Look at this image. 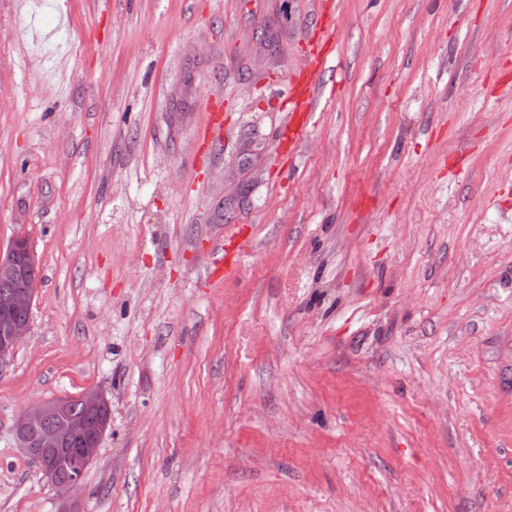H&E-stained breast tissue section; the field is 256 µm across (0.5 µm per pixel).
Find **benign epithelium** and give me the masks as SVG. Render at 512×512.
<instances>
[{
    "label": "benign epithelium",
    "mask_w": 512,
    "mask_h": 512,
    "mask_svg": "<svg viewBox=\"0 0 512 512\" xmlns=\"http://www.w3.org/2000/svg\"><path fill=\"white\" fill-rule=\"evenodd\" d=\"M38 266L29 239L17 236L7 248H0V286L10 291L0 299V320L9 330L0 334V363L13 356L30 334L29 315L37 288L19 282ZM78 400L86 410L84 415L70 411L71 402ZM111 405L106 394L89 387L75 396L43 399L26 406L16 417L14 435L17 445L40 467L42 479L62 501L61 512H79L77 498L82 489V473L97 459L101 442L110 427ZM74 462L79 475L61 482L57 478V462Z\"/></svg>",
    "instance_id": "obj_1"
}]
</instances>
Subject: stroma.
I'll return each instance as SVG.
<instances>
[{
  "label": "stroma",
  "instance_id": "stroma-1",
  "mask_svg": "<svg viewBox=\"0 0 512 512\" xmlns=\"http://www.w3.org/2000/svg\"><path fill=\"white\" fill-rule=\"evenodd\" d=\"M19 234L0 512H58L13 422L89 387L82 512H512V0H0ZM329 58L323 49L317 51L310 61L311 69L307 71L293 87L290 94L291 111L300 113V125L297 130L299 138L304 137L308 126V118L313 112L317 91L314 82L316 72L322 68ZM206 136L212 143H217L224 138V116L219 99L210 101L207 107V121L205 127ZM20 256L22 261H20ZM38 261L26 236H17L7 248H0V286L12 288L1 300L0 320L7 322L9 330L0 335V363L13 356L16 349L30 334V315L37 288L32 283L17 285Z\"/></svg>",
  "mask_w": 512,
  "mask_h": 512
}]
</instances>
